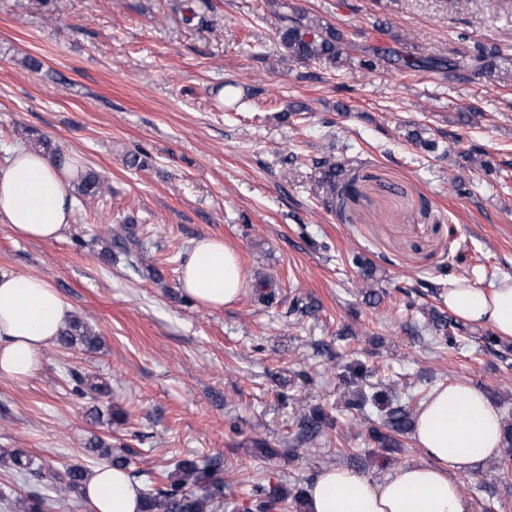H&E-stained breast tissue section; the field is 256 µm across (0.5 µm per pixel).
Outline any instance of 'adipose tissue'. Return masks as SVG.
Masks as SVG:
<instances>
[{
	"instance_id": "ef3b65f1",
	"label": "adipose tissue",
	"mask_w": 512,
	"mask_h": 512,
	"mask_svg": "<svg viewBox=\"0 0 512 512\" xmlns=\"http://www.w3.org/2000/svg\"><path fill=\"white\" fill-rule=\"evenodd\" d=\"M82 165L76 154L57 159L35 149L15 150L0 166V223L22 239H61ZM179 284L203 307L224 308L242 287L235 252L223 239H196ZM443 301L459 318L512 338V277L487 292L463 278L449 281ZM71 317V306L44 277L0 272V377L29 378ZM414 439L422 460L398 467L382 482L340 467L321 470L307 487V512H469L458 478L500 456V412L479 389L443 383L420 409ZM85 496L94 512H139V486L115 468H97Z\"/></svg>"
}]
</instances>
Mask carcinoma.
<instances>
[{"label": "carcinoma", "mask_w": 512, "mask_h": 512, "mask_svg": "<svg viewBox=\"0 0 512 512\" xmlns=\"http://www.w3.org/2000/svg\"><path fill=\"white\" fill-rule=\"evenodd\" d=\"M211 8L210 0H197L184 8L183 21L191 24L203 22L205 11ZM276 42L281 49L284 62L314 61L319 64L336 67L343 62H356L359 68L372 71L377 65V51L358 52L357 45L347 36L319 19L307 15L282 17V25L277 29ZM470 160L488 176L499 170L484 159L485 152L474 145L471 147ZM311 170L313 190L322 199H334L338 196L348 197L355 192L354 181L345 179V163L333 156L314 157L308 160ZM103 192V181L90 170L77 184L76 194L80 198H94ZM355 264L361 267L364 279L365 295L368 300L380 299V291L375 289L374 267L357 259ZM425 329L449 348L456 345V337L466 332V326L453 320L436 309L431 310L425 323ZM57 344L62 348L82 346L87 350H98L102 341L84 322L75 319L61 329ZM72 392L79 397H94L108 392L107 383L95 376H82L69 372ZM367 371L362 364L346 366L341 375L348 385H356L366 379ZM414 423V412L408 403L394 400L386 404L381 420L371 421L366 427L369 439L385 453L398 454L403 451L402 438L407 435ZM334 427V421L324 412L315 408L300 423L297 437L303 446L313 441L327 428ZM90 450L106 458L109 466L127 470L130 461L124 455H112V449L100 439L91 442ZM12 463L20 474H29L55 484L61 493L81 491L88 479L86 470L80 465H71L64 473H57L44 466L33 467L34 460L29 455L17 451L12 456ZM251 497L255 512H273L288 502V490L271 489L261 483L251 487ZM224 506V483L214 479L211 467L200 465L194 460H182L173 472L167 475V483L158 488H150L141 496L140 512H214Z\"/></svg>", "instance_id": "cac0c4a2"}]
</instances>
